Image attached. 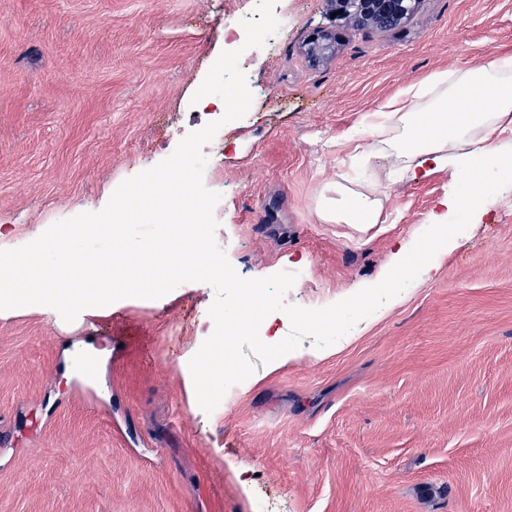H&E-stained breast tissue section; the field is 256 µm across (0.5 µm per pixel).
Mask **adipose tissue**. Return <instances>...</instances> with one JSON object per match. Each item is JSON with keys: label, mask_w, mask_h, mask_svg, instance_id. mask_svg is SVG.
Masks as SVG:
<instances>
[{"label": "adipose tissue", "mask_w": 512, "mask_h": 512, "mask_svg": "<svg viewBox=\"0 0 512 512\" xmlns=\"http://www.w3.org/2000/svg\"><path fill=\"white\" fill-rule=\"evenodd\" d=\"M512 129V54L465 71L429 75L392 101L380 122L364 126L365 157L391 151L410 177L425 175L426 164L463 169L479 179L485 168L512 160L501 134ZM331 197L316 209L320 221L351 224L358 230L378 223L386 188L359 189L345 179L330 187Z\"/></svg>", "instance_id": "obj_1"}]
</instances>
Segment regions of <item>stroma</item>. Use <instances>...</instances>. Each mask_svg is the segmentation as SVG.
I'll return each instance as SVG.
<instances>
[{"instance_id": "35a3bbf8", "label": "stroma", "mask_w": 512, "mask_h": 512, "mask_svg": "<svg viewBox=\"0 0 512 512\" xmlns=\"http://www.w3.org/2000/svg\"><path fill=\"white\" fill-rule=\"evenodd\" d=\"M243 0H0V249L97 212L126 179L211 123L192 97ZM286 30L243 59L262 95L224 128L217 241L246 279L306 274L288 302L323 308L380 282L458 183L355 157L361 124L439 71L512 54V0H418L398 28L277 0ZM338 34L322 60L304 45ZM390 184L360 232L315 215L329 183ZM213 287L125 298L64 322L0 311V512H512V185L466 233L313 358L258 365L205 413L189 361ZM98 362L94 377L74 350Z\"/></svg>"}]
</instances>
